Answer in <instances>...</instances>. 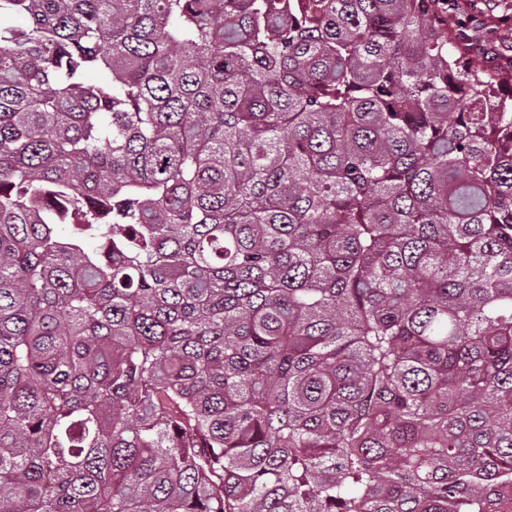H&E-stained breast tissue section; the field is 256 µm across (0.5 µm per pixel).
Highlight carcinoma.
I'll return each mask as SVG.
<instances>
[{"label":"carcinoma","instance_id":"carcinoma-1","mask_svg":"<svg viewBox=\"0 0 512 512\" xmlns=\"http://www.w3.org/2000/svg\"><path fill=\"white\" fill-rule=\"evenodd\" d=\"M451 39L0 0V512L512 506V68Z\"/></svg>","mask_w":512,"mask_h":512}]
</instances>
